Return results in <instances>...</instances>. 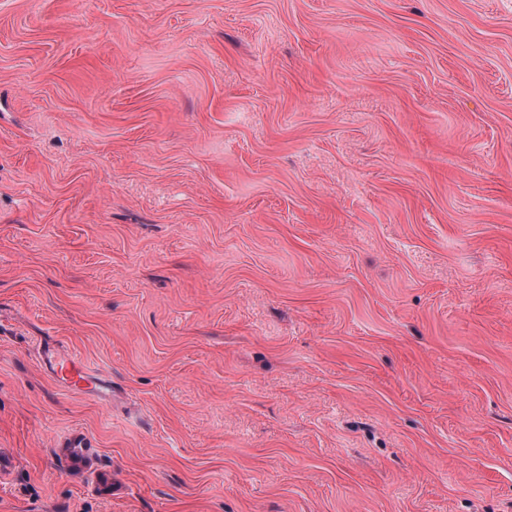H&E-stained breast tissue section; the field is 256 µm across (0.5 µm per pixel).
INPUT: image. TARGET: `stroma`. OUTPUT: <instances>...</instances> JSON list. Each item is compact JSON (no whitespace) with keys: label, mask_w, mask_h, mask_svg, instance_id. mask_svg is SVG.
<instances>
[{"label":"stroma","mask_w":512,"mask_h":512,"mask_svg":"<svg viewBox=\"0 0 512 512\" xmlns=\"http://www.w3.org/2000/svg\"><path fill=\"white\" fill-rule=\"evenodd\" d=\"M0 460V512H512V0H0ZM41 359L70 390L82 392L85 387L92 385L93 388L95 384L99 387V397L104 392L105 387L97 373L73 350L48 346L42 350Z\"/></svg>","instance_id":"1"}]
</instances>
